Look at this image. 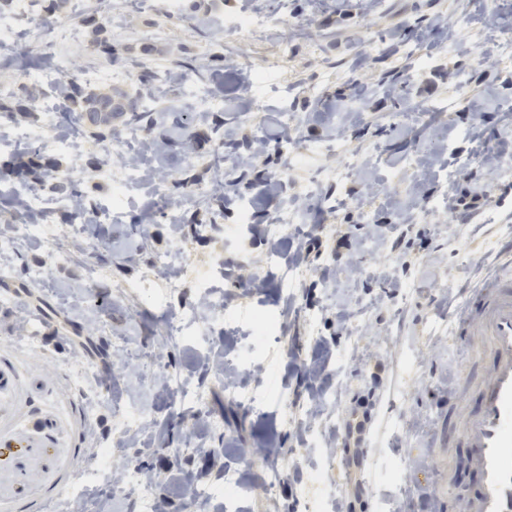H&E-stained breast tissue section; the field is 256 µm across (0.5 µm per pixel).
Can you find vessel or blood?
<instances>
[{"instance_id":"obj_1","label":"vessel or blood","mask_w":512,"mask_h":512,"mask_svg":"<svg viewBox=\"0 0 512 512\" xmlns=\"http://www.w3.org/2000/svg\"><path fill=\"white\" fill-rule=\"evenodd\" d=\"M501 274L476 300L479 352L491 359V374L479 383L474 410L457 431L479 480L468 512H512V247L498 255Z\"/></svg>"}]
</instances>
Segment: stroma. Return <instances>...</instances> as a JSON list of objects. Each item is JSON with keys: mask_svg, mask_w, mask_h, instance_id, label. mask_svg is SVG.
<instances>
[{"mask_svg": "<svg viewBox=\"0 0 512 512\" xmlns=\"http://www.w3.org/2000/svg\"><path fill=\"white\" fill-rule=\"evenodd\" d=\"M42 18H16L24 46L0 54V164L41 142L59 164L42 196L86 217L43 220L15 203L31 182L0 181V446L18 447L0 512H128L146 473L167 512L228 474L237 499L208 512H462L478 476L453 426L490 372L465 355L469 297L512 242V0H68ZM83 74L149 122L93 137L56 93ZM452 197L469 222L449 223Z\"/></svg>", "mask_w": 512, "mask_h": 512, "instance_id": "obj_1", "label": "stroma"}]
</instances>
